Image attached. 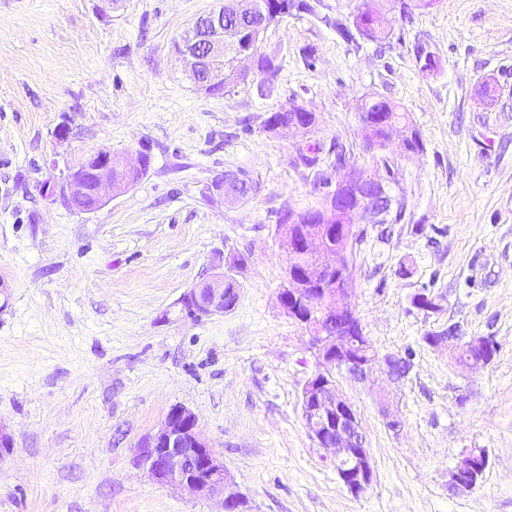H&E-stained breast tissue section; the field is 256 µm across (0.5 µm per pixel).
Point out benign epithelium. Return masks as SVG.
I'll list each match as a JSON object with an SVG mask.
<instances>
[{
  "instance_id": "7a95c632",
  "label": "benign epithelium",
  "mask_w": 512,
  "mask_h": 512,
  "mask_svg": "<svg viewBox=\"0 0 512 512\" xmlns=\"http://www.w3.org/2000/svg\"><path fill=\"white\" fill-rule=\"evenodd\" d=\"M246 7L243 0H224L219 7L199 16L191 28L175 43L189 75L197 79L207 72L212 82L224 80V51L226 17L241 18ZM234 75L244 81L250 74L259 73L256 52L235 49L231 58ZM97 161L100 190L96 207L87 209L88 194L79 166L69 168L59 179L44 183V199H61L82 212H96L112 198L134 186L122 176L141 172L144 160L141 151H128L114 155L98 151L91 155ZM387 181L362 175L357 169L328 184L326 209L334 211V198L343 188H350L357 205L352 208L358 223L372 224L381 216L379 203L388 198ZM204 199L210 203L234 201L224 190V177H216L203 189ZM344 239V247L328 251L323 234L319 231L303 233V239L294 238V225L279 227L283 249L291 260L311 258L317 266L310 269L309 277L298 281L288 278V288L279 293V302L286 314L313 331L317 369L307 379L302 390V410L309 435L321 448L333 450V465L343 486L354 496L364 493L373 480V467L361 419L353 404L336 386L332 371L344 370L364 379L373 360L348 342V337L327 331L336 314L349 317L357 312L349 299L357 285L355 267L348 259L354 235L352 226H336ZM224 296V258L212 261L202 279L184 293L181 316L200 321L232 311ZM488 345L483 336H473L460 347V360L473 369L490 363ZM139 458L152 479L179 487L193 495L222 501L224 512H238L240 496L226 493L232 484L219 452L209 444L199 429L198 418L181 405L172 406L158 429L150 434L139 448ZM488 466V454L472 449L462 454L449 472V484L456 490L475 488Z\"/></svg>"
}]
</instances>
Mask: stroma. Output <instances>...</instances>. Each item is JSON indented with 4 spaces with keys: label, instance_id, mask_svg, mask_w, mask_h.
<instances>
[{
    "label": "stroma",
    "instance_id": "obj_1",
    "mask_svg": "<svg viewBox=\"0 0 512 512\" xmlns=\"http://www.w3.org/2000/svg\"><path fill=\"white\" fill-rule=\"evenodd\" d=\"M220 2L0 0V425L12 437L0 512H221L140 464L142 441L175 405L197 416L246 512H512V0L390 11V38L357 46L329 19L389 0H317L315 14L265 34L280 65L272 94L254 77L209 95L173 44ZM420 47L437 71L422 72ZM372 92L407 113L424 150L402 152L392 136L405 217L358 227L351 303L378 360L361 381L335 374L374 470L356 497L305 427L315 355L279 303L278 218L320 205L314 183L335 173L334 144L367 165L356 106ZM291 101L316 114L315 129H265ZM314 144L319 161L304 165L299 152ZM142 147L147 175L96 212L41 196L64 165ZM227 171L254 191L203 201ZM219 252L247 259L235 308L179 319ZM422 294L434 308L414 305ZM428 334L449 341L435 348ZM473 336L497 345L479 369L457 358ZM405 354L408 373L388 378L383 358ZM473 448L488 467L474 489L455 490L448 472Z\"/></svg>",
    "mask_w": 512,
    "mask_h": 512
}]
</instances>
